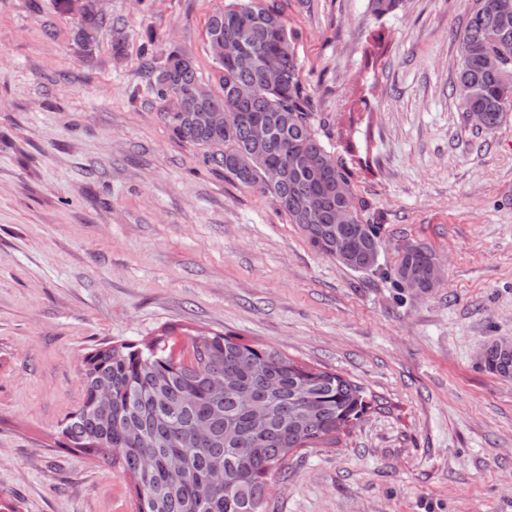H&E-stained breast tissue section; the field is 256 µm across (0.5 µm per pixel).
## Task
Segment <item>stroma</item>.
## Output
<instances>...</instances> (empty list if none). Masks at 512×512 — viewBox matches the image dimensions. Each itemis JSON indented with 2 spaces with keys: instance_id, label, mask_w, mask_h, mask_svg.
Returning <instances> with one entry per match:
<instances>
[{
  "instance_id": "obj_1",
  "label": "stroma",
  "mask_w": 512,
  "mask_h": 512,
  "mask_svg": "<svg viewBox=\"0 0 512 512\" xmlns=\"http://www.w3.org/2000/svg\"><path fill=\"white\" fill-rule=\"evenodd\" d=\"M275 4L300 34L318 137L358 159L381 272L319 253L149 102L151 34L217 88L206 23L224 0H104L90 47L55 0H0V504L136 512L124 475L56 440L87 352L173 325L178 342L231 334L375 399L335 447L290 456L267 512H512V380L478 365L512 340V121L472 135L451 93L472 0L380 19L369 0ZM406 241L439 260L432 291L383 277Z\"/></svg>"
}]
</instances>
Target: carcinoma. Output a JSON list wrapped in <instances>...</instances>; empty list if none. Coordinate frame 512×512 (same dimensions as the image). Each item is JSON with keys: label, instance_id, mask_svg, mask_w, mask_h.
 Listing matches in <instances>:
<instances>
[{"label": "carcinoma", "instance_id": "cac0c4a2", "mask_svg": "<svg viewBox=\"0 0 512 512\" xmlns=\"http://www.w3.org/2000/svg\"><path fill=\"white\" fill-rule=\"evenodd\" d=\"M402 0H370L376 18ZM76 13L78 34L90 44L101 17ZM219 91L204 87L187 52L170 47L142 65L148 93L180 140L208 149L207 163L246 188L273 195L290 223L310 244L357 272L381 270L384 225L366 215L352 187V171L313 129L312 94L303 84L298 34L270 0H236L216 11L207 26ZM242 42L244 53L225 56ZM452 91L461 112L481 114L472 131L489 133L512 106V16L498 0H475L455 39ZM224 112V130L213 131L209 112ZM276 162L283 180L267 181ZM395 287L431 291L441 269L423 244L398 247L397 263L384 272ZM176 328L141 345L96 348L82 359V400L61 430L62 448L118 466L129 476L137 512H266L268 479L300 448L334 446L370 407L362 388L346 377L300 365L280 352L244 344L220 333L197 334L175 349ZM484 370L512 379V342L493 340L482 350ZM108 387L109 404L95 392ZM266 406L261 433L252 431L245 396Z\"/></svg>", "mask_w": 512, "mask_h": 512}]
</instances>
